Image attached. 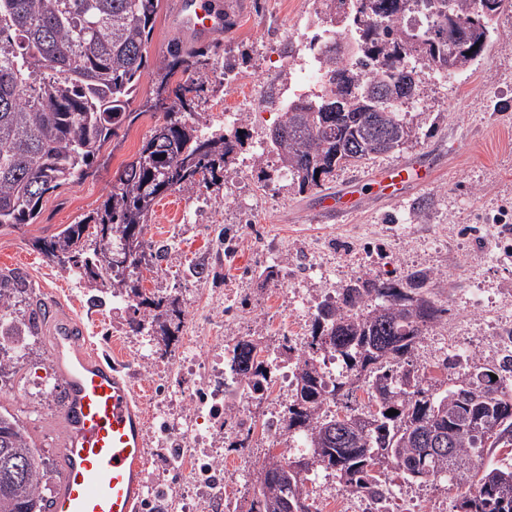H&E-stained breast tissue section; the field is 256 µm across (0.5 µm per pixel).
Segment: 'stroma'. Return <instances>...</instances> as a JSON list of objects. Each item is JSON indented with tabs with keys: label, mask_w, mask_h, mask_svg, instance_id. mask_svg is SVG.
Masks as SVG:
<instances>
[{
	"label": "stroma",
	"mask_w": 512,
	"mask_h": 512,
	"mask_svg": "<svg viewBox=\"0 0 512 512\" xmlns=\"http://www.w3.org/2000/svg\"><path fill=\"white\" fill-rule=\"evenodd\" d=\"M177 8L178 0H161L130 105L135 121L105 145L84 177L44 199L35 223L0 230V270L19 272L34 297H54L77 315L94 348L122 360L135 387L134 408L145 415L161 391L199 387L194 372L175 366L187 337L209 336L222 348L243 336L307 337L312 321L295 305L298 293L335 290L366 274L386 279L425 269L436 304L448 314L428 329L414 360L426 362L432 381L450 387L457 372L443 366L449 346L484 347L512 330V10L497 17L496 36L474 70L437 83L421 69V93L408 114L417 127L413 139L303 193L252 152L281 115L276 100L301 75L304 42L323 31L318 0H250L232 31L210 38L216 67L236 61L235 82L208 84L197 110L221 130L225 109L242 107L236 127L243 145L229 178L167 194L171 209L155 205L144 229L159 258L142 289L182 312L170 345H153L158 371L148 376L125 337L129 320L145 317V309L94 306L69 272L47 264L32 243L95 211L161 120V113L142 109L155 97V67L173 42L194 41L176 22ZM419 159L439 168L429 187L410 190L399 205L370 196L365 179L377 167ZM345 189L361 194L363 209L344 221H313L324 198ZM49 346V330L41 328L18 373L0 382V408L19 415L54 466L63 438L60 403L47 401L43 384L62 380ZM380 479L390 490L389 512H455L459 491L450 482L407 481L392 470Z\"/></svg>",
	"instance_id": "1"
}]
</instances>
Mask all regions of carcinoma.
<instances>
[{
	"label": "carcinoma",
	"instance_id": "cac0c4a2",
	"mask_svg": "<svg viewBox=\"0 0 512 512\" xmlns=\"http://www.w3.org/2000/svg\"><path fill=\"white\" fill-rule=\"evenodd\" d=\"M320 20L357 26L362 36L336 53L320 48L329 89L299 96L282 109L280 139H269L280 168L300 192L400 149L416 129L400 112L404 87L420 66L455 73L468 70L484 51L494 19L512 0H439L424 29L400 23L407 0H321ZM160 0H0V228L32 224L45 196L81 177L104 145L136 116L130 104L145 68L147 44ZM178 73L188 75L169 89ZM157 95L150 108L164 112L138 156L117 175L96 214L34 241L38 253L61 270L77 272L90 288H105L149 319L128 322L131 331L169 345L174 303L139 291L134 278L151 270L159 253L141 238L158 197L209 187L230 174L241 146L237 133H207V119L193 111L211 80L209 52L174 45L156 65ZM191 119H184V114ZM103 225L93 239L86 226ZM430 274L413 270L397 280L361 276L336 291V303L317 309L311 352L283 341L278 356L295 360L294 393L279 429L298 438L305 452L281 460L268 454L255 471L249 512H313L305 489L308 472L330 470L346 491L374 504L389 490L376 473L391 468L411 480L446 479L461 490L458 512H512V465L489 464L484 484L471 470L492 448L512 447V395L504 374L512 355L437 392L412 355L424 331L445 310L428 296ZM25 279L0 272V312L27 303L28 316L13 330L38 335L44 313L26 302ZM263 348L240 339L228 370L258 390L268 381ZM345 365V380L329 387L320 354ZM497 379H492V376ZM328 400L342 410L320 413ZM395 409L398 414L388 416ZM451 431V454H433L424 435ZM50 473L21 420L0 410V512H47L41 490Z\"/></svg>",
	"mask_w": 512,
	"mask_h": 512
}]
</instances>
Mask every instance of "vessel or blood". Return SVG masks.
I'll use <instances>...</instances> for the list:
<instances>
[{
    "mask_svg": "<svg viewBox=\"0 0 512 512\" xmlns=\"http://www.w3.org/2000/svg\"><path fill=\"white\" fill-rule=\"evenodd\" d=\"M243 9L242 0H226L223 10L208 0H190L182 22L209 35L223 31ZM432 168L400 163L374 172L378 197L399 202L412 188L431 184ZM361 207L354 193L327 198L323 216L349 217ZM53 345L51 359L63 381L60 423L64 432L63 480L49 512H137L143 496L142 471L148 462L147 439L134 392L119 365L91 360L83 325L54 300L44 302Z\"/></svg>",
    "mask_w": 512,
    "mask_h": 512,
    "instance_id": "b4317fda",
    "label": "vessel or blood"
}]
</instances>
